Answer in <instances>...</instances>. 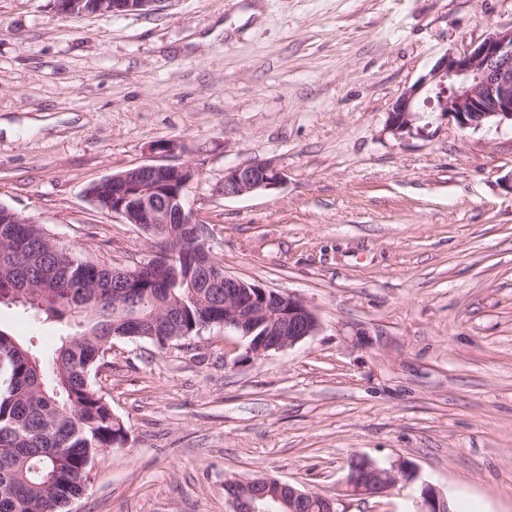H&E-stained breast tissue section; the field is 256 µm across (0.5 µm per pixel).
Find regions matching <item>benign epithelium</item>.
Here are the masks:
<instances>
[{"instance_id": "7a95c632", "label": "benign epithelium", "mask_w": 512, "mask_h": 512, "mask_svg": "<svg viewBox=\"0 0 512 512\" xmlns=\"http://www.w3.org/2000/svg\"><path fill=\"white\" fill-rule=\"evenodd\" d=\"M165 0H54L57 14L80 19L95 14H150ZM453 117L463 128L512 123V26L490 33L483 41L461 52H446L428 74L408 87L387 113L386 127L395 135L412 130L423 105ZM200 175L190 163H145L114 173L95 183L99 191L112 187V205L105 211L128 224H184L193 228L192 240L185 243L166 236L168 262L175 264L190 253L196 257L192 269L199 288L224 289V302L210 297L198 302L200 315L193 327L196 333L219 327L248 339V353L261 356L272 350L296 345L315 335L319 320L301 298L266 289L225 273L208 247L205 227L186 206L189 185ZM284 173L273 159L255 160L224 170V196L239 197L278 188ZM137 336H163L167 325L155 315L132 324ZM414 469L404 463L378 468L366 459L351 462L345 478L349 496L375 497L399 483L411 482ZM234 486L227 501L232 512H271L267 500L297 512L305 492L273 477L231 479ZM443 496L425 486L416 512H440Z\"/></svg>"}]
</instances>
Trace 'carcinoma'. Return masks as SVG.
Here are the masks:
<instances>
[{
	"instance_id": "carcinoma-1",
	"label": "carcinoma",
	"mask_w": 512,
	"mask_h": 512,
	"mask_svg": "<svg viewBox=\"0 0 512 512\" xmlns=\"http://www.w3.org/2000/svg\"><path fill=\"white\" fill-rule=\"evenodd\" d=\"M14 253V268L0 273V306L33 322H55L67 329L46 371L41 351L0 327V512H63L79 497L99 454L125 445L122 421L97 389V373L112 339L126 332L127 304L112 287V270L96 269L66 251L38 224H18L15 213L0 208V250ZM41 262L70 271L56 287L40 279ZM190 263L177 270L159 250L145 261L139 291L152 308L166 302L168 336L140 340L163 348L180 340V326L197 316L194 300L209 289L187 279ZM326 497L309 492L300 512H326Z\"/></svg>"
}]
</instances>
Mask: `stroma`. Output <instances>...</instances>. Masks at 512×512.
Segmentation results:
<instances>
[{
    "label": "stroma",
    "mask_w": 512,
    "mask_h": 512,
    "mask_svg": "<svg viewBox=\"0 0 512 512\" xmlns=\"http://www.w3.org/2000/svg\"><path fill=\"white\" fill-rule=\"evenodd\" d=\"M512 26V0H164L67 19L0 0V206L115 269L142 230L95 182L198 167L187 202L225 271L302 298L315 336L260 357L218 327L117 338L94 382L128 431L71 512H231L224 482L271 476L337 512H414L418 484L351 497V461L413 464L455 512H512V126L387 114L437 57ZM272 158L271 191L224 171ZM44 355L56 324L0 309ZM284 179L278 162L273 159L255 160L235 165L224 171V197H239L257 191L277 189Z\"/></svg>",
    "instance_id": "1"
}]
</instances>
